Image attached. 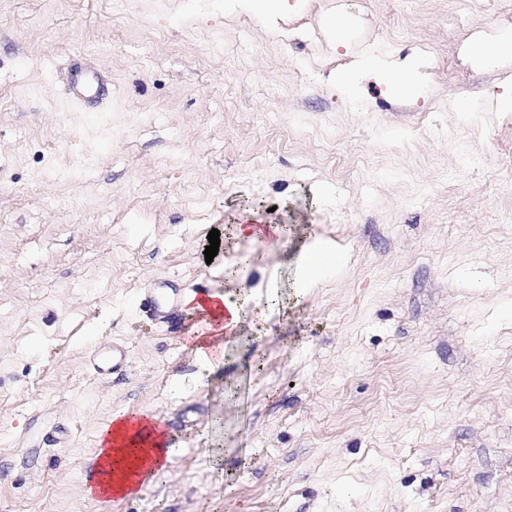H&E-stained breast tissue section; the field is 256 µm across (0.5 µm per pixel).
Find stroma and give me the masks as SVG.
Returning <instances> with one entry per match:
<instances>
[{
	"label": "stroma",
	"instance_id": "stroma-1",
	"mask_svg": "<svg viewBox=\"0 0 512 512\" xmlns=\"http://www.w3.org/2000/svg\"><path fill=\"white\" fill-rule=\"evenodd\" d=\"M511 32L499 0H0V512H512V52L475 56ZM368 58L419 81L337 85ZM77 62L109 86L98 109L66 93ZM253 204L287 243L206 261ZM313 235L347 265L298 300ZM244 251L245 310L287 304L204 385L184 320L137 296L227 291ZM112 341L128 364L96 379ZM128 409L175 435L167 472L89 498L98 430Z\"/></svg>",
	"mask_w": 512,
	"mask_h": 512
}]
</instances>
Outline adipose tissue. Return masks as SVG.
<instances>
[{
	"instance_id": "ef3b65f1",
	"label": "adipose tissue",
	"mask_w": 512,
	"mask_h": 512,
	"mask_svg": "<svg viewBox=\"0 0 512 512\" xmlns=\"http://www.w3.org/2000/svg\"><path fill=\"white\" fill-rule=\"evenodd\" d=\"M234 237L270 238L282 242L288 237L287 225L269 218L261 207H250L235 218ZM345 259L331 243L319 239L307 240L298 255L299 292L315 287L340 274ZM186 312L195 320L188 340L200 365L215 371L224 363L227 338L236 336L243 323V306L230 295L218 292L201 302L195 297L185 301ZM99 454L104 458L102 477L97 494L111 497L127 493L124 472L136 470L141 476H157L163 469L160 462L171 437L162 432L145 414L121 411L100 428Z\"/></svg>"
}]
</instances>
